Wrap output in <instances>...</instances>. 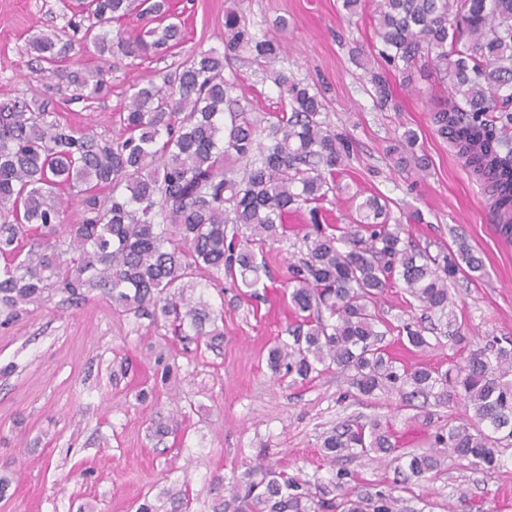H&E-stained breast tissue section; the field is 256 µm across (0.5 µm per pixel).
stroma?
Returning <instances> with one entry per match:
<instances>
[{
	"mask_svg": "<svg viewBox=\"0 0 512 512\" xmlns=\"http://www.w3.org/2000/svg\"><path fill=\"white\" fill-rule=\"evenodd\" d=\"M174 3L185 22L181 53L223 47L226 0ZM245 10L255 28L284 46L280 69L324 90L328 124L352 142L337 168L345 191L324 203L332 222H349L351 195H380L394 219L407 222L417 209L425 214L426 223L409 224L408 231L430 253L462 238L484 264L481 281L459 278L448 285L456 302L454 328L466 343L454 344L444 328L438 345L403 350L396 328L421 312L397 287L378 302L392 327L388 347L406 364L446 369L493 337H512V242L494 224L479 180L430 123L433 98L446 95L443 85L423 70L409 86L396 77L399 109L376 107L368 74L352 61L354 48L374 51L372 9L351 17L342 0H246ZM67 22L59 0H0V102L45 98L74 128L111 137L113 115L131 85L155 77L169 61L112 58L111 92L72 99L67 82L25 51L28 39ZM231 74L253 117L279 111V91L261 68L238 64ZM408 128L418 132L419 151L429 160L426 176L392 168L389 146ZM292 251L289 243L267 249L275 282L264 302L243 298L230 280L196 273V293L224 313V341L212 348L176 340L167 328L120 313L101 296L74 305L58 293L0 325V475L13 478L0 512H135L138 500L183 487L191 493L190 512H212L224 492L221 479L241 475L262 457L314 484L344 468L345 489L354 495L392 483L393 466L370 456L327 463L320 449L325 433L348 419L378 416L391 424L401 447L421 451L430 448L437 426L458 420L463 408L450 400L428 425L397 396L345 397L334 371L297 385L274 379L267 348L288 325L282 293ZM162 362L176 377L157 389L153 374ZM143 390L151 394L145 402L138 399ZM173 409L181 431L153 437L152 424ZM437 454L439 472L404 493L405 512H512V447L492 472L451 459L442 448Z\"/></svg>",
	"mask_w": 512,
	"mask_h": 512,
	"instance_id": "35a3bbf8",
	"label": "stroma"
}]
</instances>
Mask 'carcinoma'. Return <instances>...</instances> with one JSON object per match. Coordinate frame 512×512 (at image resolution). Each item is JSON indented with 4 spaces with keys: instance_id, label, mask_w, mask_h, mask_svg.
Returning a JSON list of instances; mask_svg holds the SVG:
<instances>
[{
    "instance_id": "obj_1",
    "label": "carcinoma",
    "mask_w": 512,
    "mask_h": 512,
    "mask_svg": "<svg viewBox=\"0 0 512 512\" xmlns=\"http://www.w3.org/2000/svg\"><path fill=\"white\" fill-rule=\"evenodd\" d=\"M244 0L224 10V50L191 52L136 84L117 112L118 132L96 137L62 121L50 103H0V316L52 292L78 304L97 292L125 314L163 323L175 336L224 340L218 315L187 294L193 270L204 268L239 288H267L266 248L288 239V216L307 211L305 252L288 263L287 337L267 350L273 377L303 384L334 368L351 397L395 394L404 405L440 406L455 394L462 421L437 427L433 447L477 468L501 465L512 447V338H493L446 370L408 367L384 345L390 325L376 303L392 284L429 317L456 321L448 281L478 280L482 260L461 245L440 258L389 223L387 201L356 204L351 223H326L321 203L342 191L336 168L350 155L349 137L324 116L318 89L290 79L275 64L282 45L247 20ZM66 28L36 36L26 52L61 73L78 99L108 92L111 70H66L61 63L90 49L125 58L164 57L183 43L168 0H62ZM378 67L356 51L382 110L398 109L389 75L412 82L431 70L448 86L432 111L436 132L482 181L503 233L512 232V0H375ZM146 20L128 30L132 15ZM255 63L279 88L283 108L260 124L224 70ZM417 134L406 130L390 146L397 172H424ZM107 188L109 192L101 193ZM66 194L81 197L82 220H63ZM426 327L406 322L398 336L409 349L432 346ZM323 455L375 454L397 463L400 483L438 471L431 452L400 448L378 418L346 421L323 439ZM349 473L328 483L288 474L260 458L225 485L213 512H403L397 486L353 498L342 493ZM189 488L165 504L143 499L136 512H187Z\"/></svg>"
}]
</instances>
